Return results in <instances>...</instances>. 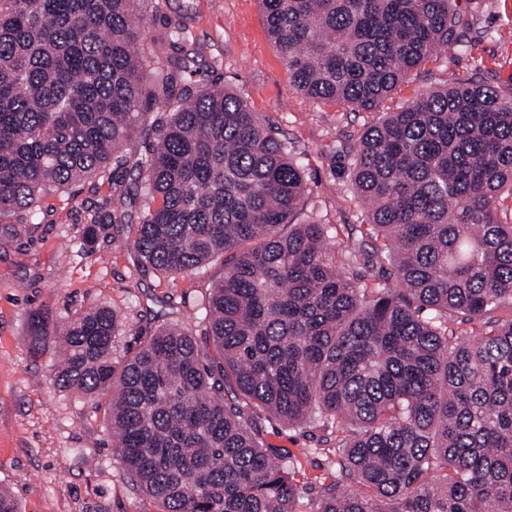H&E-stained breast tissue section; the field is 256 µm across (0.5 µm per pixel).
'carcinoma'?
Listing matches in <instances>:
<instances>
[{
	"mask_svg": "<svg viewBox=\"0 0 512 512\" xmlns=\"http://www.w3.org/2000/svg\"><path fill=\"white\" fill-rule=\"evenodd\" d=\"M147 2L0 0V224L11 235L46 192L112 169L143 202L144 262L178 277L224 257L198 314L223 366L173 321L118 369L111 308L53 325L35 309V346L63 347L54 383L112 393V454L161 512H294L264 419L336 448L314 512H512V319L494 316L512 305V92L392 103L439 45L466 46L459 0H260L297 92L380 113L348 162L372 243L297 221L291 142L233 89H196L184 23L137 52ZM148 128L132 190L123 152ZM110 223L95 211L85 237ZM454 314L470 333H448Z\"/></svg>",
	"mask_w": 512,
	"mask_h": 512,
	"instance_id": "carcinoma-1",
	"label": "carcinoma"
}]
</instances>
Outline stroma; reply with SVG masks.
Instances as JSON below:
<instances>
[{"label":"stroma","mask_w":512,"mask_h":512,"mask_svg":"<svg viewBox=\"0 0 512 512\" xmlns=\"http://www.w3.org/2000/svg\"><path fill=\"white\" fill-rule=\"evenodd\" d=\"M471 21L466 47L448 45L439 59L412 70L398 97L407 103L423 91L479 82L512 90V0H462ZM137 50L150 54L166 19L191 30L210 78L238 89L253 111L292 142L310 187L300 219L360 224L359 201L343 169L346 146L356 144L375 120L367 112L324 105L295 92L290 74L268 40L258 0H151ZM111 225L94 244L83 239L92 211ZM141 205L121 203L111 173L51 191L35 219L0 234V489L21 512H159L112 456L110 396L89 400L55 386L49 371L54 347L34 351L29 311L40 308L63 320L96 306L110 307L119 329L113 357L122 361L138 336L173 314L194 332L200 304L224 277L223 259L170 279L143 264L132 247ZM268 446L288 450L300 494L295 512H314L323 484L336 475V451L321 430L264 425Z\"/></svg>","instance_id":"stroma-1"}]
</instances>
